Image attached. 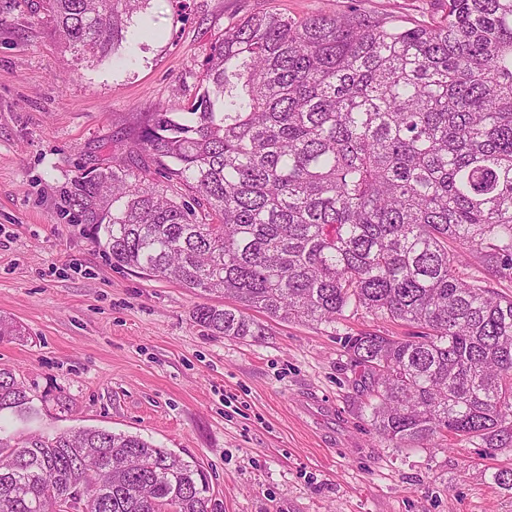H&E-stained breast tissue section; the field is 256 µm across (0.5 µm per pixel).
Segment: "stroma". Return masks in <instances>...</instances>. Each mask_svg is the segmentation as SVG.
Segmentation results:
<instances>
[{
  "mask_svg": "<svg viewBox=\"0 0 512 512\" xmlns=\"http://www.w3.org/2000/svg\"><path fill=\"white\" fill-rule=\"evenodd\" d=\"M349 0H151L152 35L133 61L90 64L58 45L42 0H0V316L23 335L0 340V367L42 407L22 439L85 427L138 435L212 476L224 512H512L495 473L512 448L445 436L425 448L378 438L358 393L348 333L409 336L411 325L366 311L330 327L254 312L264 336L212 335L197 305H220L179 284L113 265L86 225L65 217L63 191L82 170L124 158L136 115L184 111L215 39L271 9L304 18ZM428 22L441 0H360ZM329 398L334 416L304 399Z\"/></svg>",
  "mask_w": 512,
  "mask_h": 512,
  "instance_id": "stroma-1",
  "label": "stroma"
}]
</instances>
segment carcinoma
Segmentation results:
<instances>
[{
    "mask_svg": "<svg viewBox=\"0 0 512 512\" xmlns=\"http://www.w3.org/2000/svg\"><path fill=\"white\" fill-rule=\"evenodd\" d=\"M150 0H45L80 60L114 55ZM392 13L255 12L224 28L185 115H137L126 158L85 170L65 211L112 263L221 294L193 317L256 339V309L349 334L371 426L512 447V0ZM476 266L463 276L461 269ZM39 414L0 369V414ZM210 473L138 435L0 434V512H224Z\"/></svg>",
    "mask_w": 512,
    "mask_h": 512,
    "instance_id": "obj_1",
    "label": "carcinoma"
}]
</instances>
